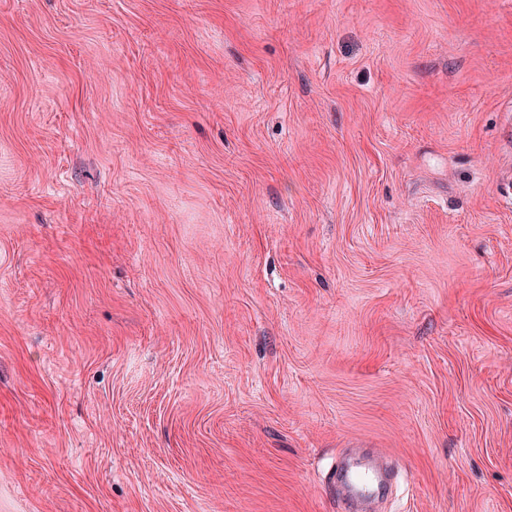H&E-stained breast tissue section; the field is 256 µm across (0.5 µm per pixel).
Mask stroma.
<instances>
[{
	"label": "stroma",
	"instance_id": "stroma-1",
	"mask_svg": "<svg viewBox=\"0 0 512 512\" xmlns=\"http://www.w3.org/2000/svg\"><path fill=\"white\" fill-rule=\"evenodd\" d=\"M512 0H0V512H512ZM348 476V485L353 495L363 497L369 491V487L383 476V469L375 455H366L364 463L356 470H349L346 462L340 465Z\"/></svg>",
	"mask_w": 512,
	"mask_h": 512
}]
</instances>
